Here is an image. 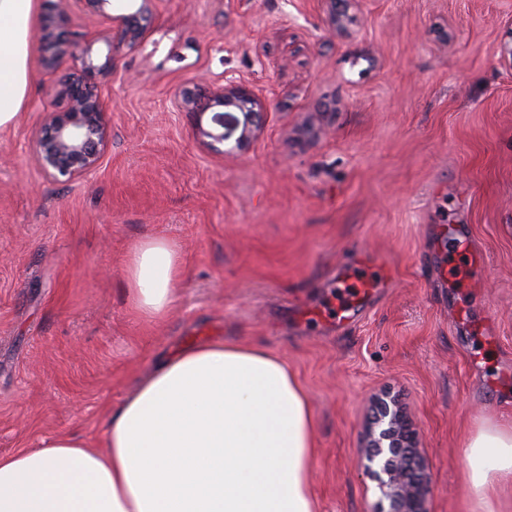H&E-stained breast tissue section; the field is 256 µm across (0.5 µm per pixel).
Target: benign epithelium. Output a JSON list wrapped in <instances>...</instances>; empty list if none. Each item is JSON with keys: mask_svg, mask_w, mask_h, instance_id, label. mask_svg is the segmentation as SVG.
<instances>
[{"mask_svg": "<svg viewBox=\"0 0 512 512\" xmlns=\"http://www.w3.org/2000/svg\"><path fill=\"white\" fill-rule=\"evenodd\" d=\"M152 0H142L134 13L116 18L114 38L133 46L150 27L154 15ZM328 22L336 31L346 29L350 10L361 0H325ZM67 2L53 4V15L40 28L43 64L55 65L64 56L81 63L80 73L53 91L56 109L44 114L42 129L30 146L39 168L66 181L76 180L100 164L109 129L105 104L98 86L88 73V64L77 47L59 30ZM179 107L199 116L218 109L212 117L215 128L201 130L207 147L222 155L245 149L261 132L266 104L259 94L241 80L229 78L224 86L210 91L185 89ZM420 438L398 400L385 393L374 400L373 416L365 431L362 453L364 472L375 483L378 501L372 512H428L430 465L419 452Z\"/></svg>", "mask_w": 512, "mask_h": 512, "instance_id": "7a95c632", "label": "benign epithelium"}]
</instances>
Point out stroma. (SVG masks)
Instances as JSON below:
<instances>
[{"label":"stroma","instance_id":"35a3bbf8","mask_svg":"<svg viewBox=\"0 0 512 512\" xmlns=\"http://www.w3.org/2000/svg\"><path fill=\"white\" fill-rule=\"evenodd\" d=\"M140 5L67 13V35L111 70L94 171L54 180L29 151L71 58L47 71L34 54L24 107L0 128V454L100 442L156 359L236 338L307 389L318 512H372L358 459L385 390L422 437L429 512H479L465 445L512 421V68L499 60L512 0H362L344 33L323 0H153L135 45L112 40ZM228 77L268 103L235 157L205 148L210 120L176 106L197 79ZM150 237L183 268L157 323L126 284ZM370 255L389 285L337 331L330 275L379 277Z\"/></svg>","mask_w":512,"mask_h":512}]
</instances>
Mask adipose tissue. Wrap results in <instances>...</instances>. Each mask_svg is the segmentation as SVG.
Wrapping results in <instances>:
<instances>
[{"mask_svg":"<svg viewBox=\"0 0 512 512\" xmlns=\"http://www.w3.org/2000/svg\"><path fill=\"white\" fill-rule=\"evenodd\" d=\"M37 0H0V128L30 85ZM181 261L156 237L132 251L127 288L136 310L162 318ZM315 416L287 361L257 345L218 339L181 348L112 408L102 448L60 435L0 455V512H317L309 463ZM467 480L480 512L512 481V425L470 437Z\"/></svg>","mask_w":512,"mask_h":512,"instance_id":"adipose-tissue-1","label":"adipose tissue"}]
</instances>
